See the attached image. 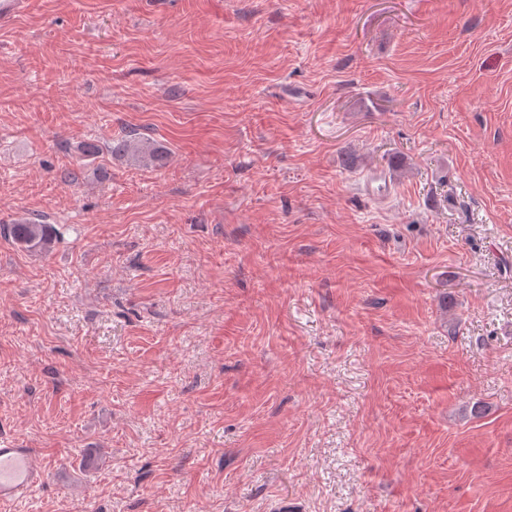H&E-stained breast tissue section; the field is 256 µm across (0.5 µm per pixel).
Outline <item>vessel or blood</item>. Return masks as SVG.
Here are the masks:
<instances>
[{
	"label": "vessel or blood",
	"instance_id": "obj_1",
	"mask_svg": "<svg viewBox=\"0 0 512 512\" xmlns=\"http://www.w3.org/2000/svg\"><path fill=\"white\" fill-rule=\"evenodd\" d=\"M45 471L36 462L34 449L0 439V504L27 497L44 481Z\"/></svg>",
	"mask_w": 512,
	"mask_h": 512
}]
</instances>
